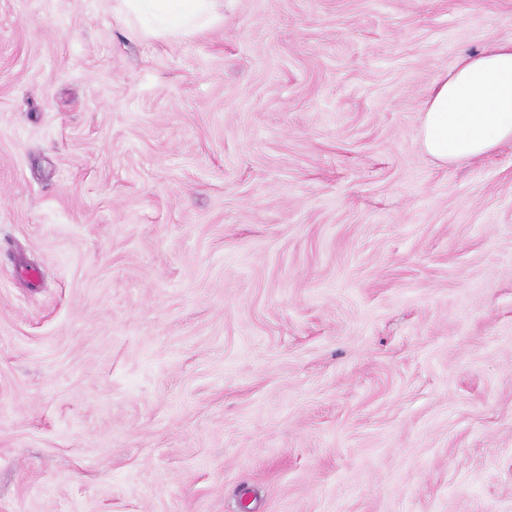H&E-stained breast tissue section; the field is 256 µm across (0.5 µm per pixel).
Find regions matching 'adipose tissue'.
<instances>
[{"mask_svg": "<svg viewBox=\"0 0 512 512\" xmlns=\"http://www.w3.org/2000/svg\"><path fill=\"white\" fill-rule=\"evenodd\" d=\"M124 11L159 37L210 28L213 0H122ZM425 151L440 162L481 157L512 142V39L459 58L439 79L422 113Z\"/></svg>", "mask_w": 512, "mask_h": 512, "instance_id": "1", "label": "adipose tissue"}]
</instances>
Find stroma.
Masks as SVG:
<instances>
[{
    "instance_id": "35a3bbf8",
    "label": "stroma",
    "mask_w": 512,
    "mask_h": 512,
    "mask_svg": "<svg viewBox=\"0 0 512 512\" xmlns=\"http://www.w3.org/2000/svg\"><path fill=\"white\" fill-rule=\"evenodd\" d=\"M215 8L0 0V512H512V0ZM123 10L143 22V31L159 37H183L216 21L214 0H120ZM420 135L425 151L447 164L512 142V39L458 59L436 82Z\"/></svg>"
}]
</instances>
